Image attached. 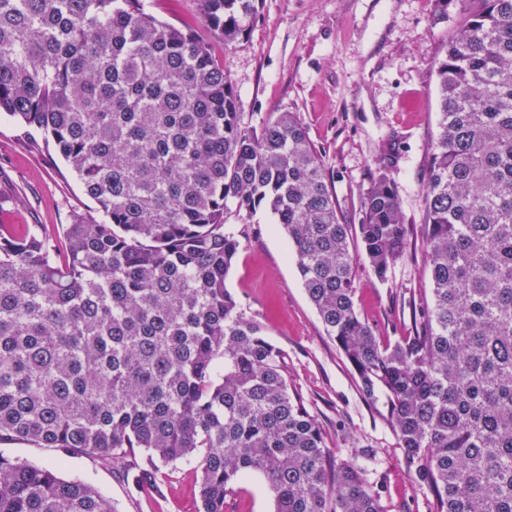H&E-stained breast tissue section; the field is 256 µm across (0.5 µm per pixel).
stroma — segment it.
<instances>
[{
	"mask_svg": "<svg viewBox=\"0 0 512 512\" xmlns=\"http://www.w3.org/2000/svg\"><path fill=\"white\" fill-rule=\"evenodd\" d=\"M159 20L212 44L239 94L244 122L261 127L275 113H295L321 153L341 211L358 223L373 173L388 169L406 223L423 219V173L437 131L436 77L431 63L459 20L456 0L437 22L435 0H259L248 37L225 49L201 21L197 0H145ZM98 205L39 135L0 114V224L16 231L42 225L50 243L66 244L73 215ZM240 252L227 281L247 316L284 355L288 380L322 427L336 458L361 449L377 465L387 512H429L428 495L407 474L382 403L365 401L354 372L327 336L302 285L296 262L266 210L237 227ZM356 307L382 340L406 335L408 302L427 286L420 254L405 252L386 280L357 269ZM0 453L81 479L117 512H196L193 469L169 471L157 486L133 481L143 455L117 465L25 441L0 442ZM260 478L238 484L228 512H273Z\"/></svg>",
	"mask_w": 512,
	"mask_h": 512,
	"instance_id": "obj_1",
	"label": "stroma"
}]
</instances>
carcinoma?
I'll list each match as a JSON object with an SVG mask.
<instances>
[{
    "instance_id": "obj_1",
    "label": "carcinoma",
    "mask_w": 512,
    "mask_h": 512,
    "mask_svg": "<svg viewBox=\"0 0 512 512\" xmlns=\"http://www.w3.org/2000/svg\"><path fill=\"white\" fill-rule=\"evenodd\" d=\"M231 49L257 0H197ZM433 60L437 134L423 223L386 172L342 216L291 112L245 126L210 45L142 0H0V112L40 134L100 217L58 254L0 224V441L112 463L141 453L153 488L194 465L198 512L260 476L273 512H386L369 455L335 459L284 356L226 287L230 219L281 226L362 397L385 399L430 512H512V0H457ZM359 243L380 280L418 242L428 291L382 343L355 308ZM0 512H115L78 478L0 454Z\"/></svg>"
}]
</instances>
